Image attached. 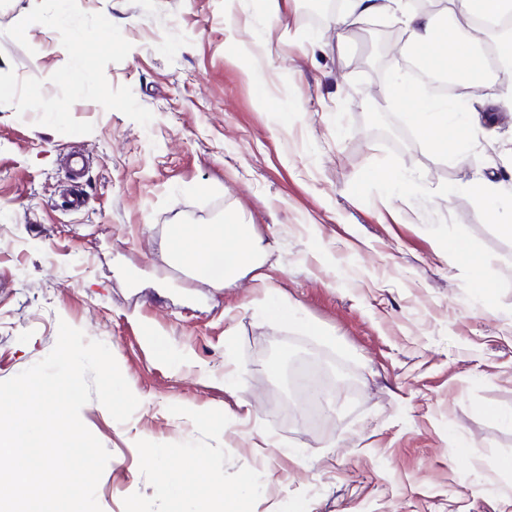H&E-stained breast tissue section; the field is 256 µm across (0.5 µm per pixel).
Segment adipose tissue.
<instances>
[{"label": "adipose tissue", "mask_w": 512, "mask_h": 512, "mask_svg": "<svg viewBox=\"0 0 512 512\" xmlns=\"http://www.w3.org/2000/svg\"><path fill=\"white\" fill-rule=\"evenodd\" d=\"M386 7L402 14L409 33L408 46L416 50L424 70L448 72L468 86L480 84L484 72L476 57L464 47L460 26L443 25L438 15L409 9L404 0H349L348 14L339 18L338 23L345 26L350 18L369 16ZM464 7L465 23L482 18L487 25L486 38L492 42L502 64L512 68V26H498L501 17L512 16V0H465ZM410 120L427 133L431 146L443 153L467 136L466 126L444 112H416ZM168 253L195 274L216 272L218 280L224 283L259 264L252 225L231 221L176 226L169 237Z\"/></svg>", "instance_id": "adipose-tissue-1"}]
</instances>
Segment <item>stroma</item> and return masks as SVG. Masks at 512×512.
<instances>
[{"label":"stroma","mask_w":512,"mask_h":512,"mask_svg":"<svg viewBox=\"0 0 512 512\" xmlns=\"http://www.w3.org/2000/svg\"><path fill=\"white\" fill-rule=\"evenodd\" d=\"M35 3L0 0V72L51 97L59 33L6 34ZM77 4L120 20L132 48L105 76L153 119L82 100L71 114L93 130L69 135L0 105V381L46 357L63 322L110 349L140 405L123 423L96 400L80 412L111 455L102 512H170L168 473L198 482L205 512H221L217 490L240 512H512L497 467L512 455V238L467 192L512 193L497 76L441 155L395 76L362 64L392 11L339 34L307 22V0ZM77 148L88 206L73 212L59 189ZM227 219L253 225L258 268L211 286L169 259L176 225ZM272 297L302 325L270 321ZM308 365L331 387L316 432L292 403Z\"/></svg>","instance_id":"35a3bbf8"}]
</instances>
